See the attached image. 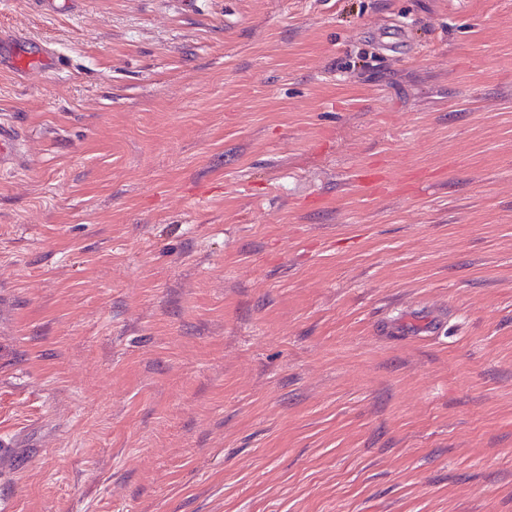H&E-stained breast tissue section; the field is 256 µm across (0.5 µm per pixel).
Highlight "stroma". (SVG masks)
<instances>
[{
  "mask_svg": "<svg viewBox=\"0 0 512 512\" xmlns=\"http://www.w3.org/2000/svg\"><path fill=\"white\" fill-rule=\"evenodd\" d=\"M0 30L63 61L0 66V503L512 512V0ZM23 132L8 119H0V169L11 170L22 162Z\"/></svg>",
  "mask_w": 512,
  "mask_h": 512,
  "instance_id": "1",
  "label": "stroma"
}]
</instances>
